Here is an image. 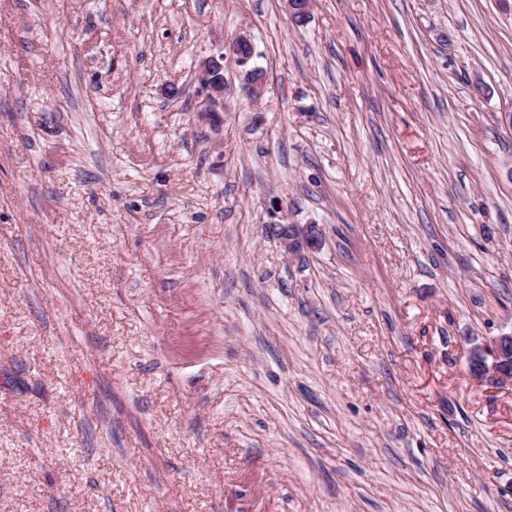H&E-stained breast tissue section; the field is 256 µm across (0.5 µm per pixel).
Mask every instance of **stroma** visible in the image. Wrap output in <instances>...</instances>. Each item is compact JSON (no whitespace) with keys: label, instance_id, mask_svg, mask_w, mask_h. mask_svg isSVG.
Segmentation results:
<instances>
[{"label":"stroma","instance_id":"stroma-1","mask_svg":"<svg viewBox=\"0 0 512 512\" xmlns=\"http://www.w3.org/2000/svg\"><path fill=\"white\" fill-rule=\"evenodd\" d=\"M508 112L512 0H0V512H512ZM228 59L224 53L213 56L202 64L201 81L203 89L210 104L208 112L215 113L217 107L221 106L224 110V86H225V64ZM273 231L286 256L303 251L317 250L322 243V234L315 224H274ZM466 360L474 379L496 386L512 385V334L472 347Z\"/></svg>","mask_w":512,"mask_h":512}]
</instances>
